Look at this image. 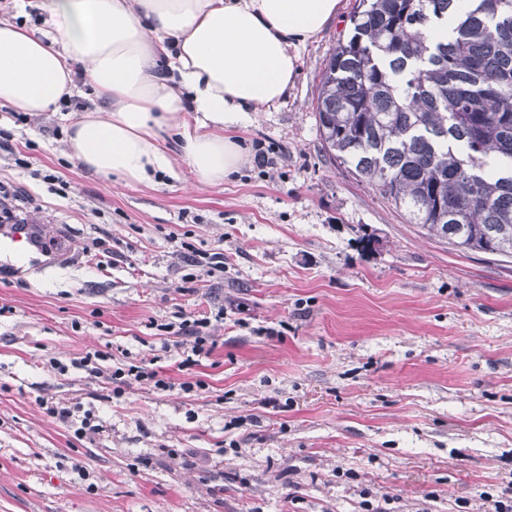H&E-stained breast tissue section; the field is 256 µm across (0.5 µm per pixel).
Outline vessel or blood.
I'll return each mask as SVG.
<instances>
[{"label":"vessel or blood","mask_w":512,"mask_h":512,"mask_svg":"<svg viewBox=\"0 0 512 512\" xmlns=\"http://www.w3.org/2000/svg\"><path fill=\"white\" fill-rule=\"evenodd\" d=\"M72 249L63 236L48 237L38 224L0 225V275L13 270L17 263L51 267L69 261Z\"/></svg>","instance_id":"obj_1"}]
</instances>
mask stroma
Instances as JSON below:
<instances>
[{
  "label": "stroma",
  "instance_id": "stroma-1",
  "mask_svg": "<svg viewBox=\"0 0 512 512\" xmlns=\"http://www.w3.org/2000/svg\"><path fill=\"white\" fill-rule=\"evenodd\" d=\"M352 3L286 97L232 129L272 165L218 186L93 174L66 153L71 113L0 108L31 162L0 156V182L74 251L0 282V512H363L364 490L385 512H483L512 487V258L422 234L321 148L319 78ZM187 244L223 271L188 265ZM180 314L216 343L185 371L157 330ZM94 350L204 386L111 399L70 365ZM43 399L99 434L76 440ZM39 404L48 416L56 419L69 429L75 427L74 413L79 412L81 409L78 403L73 406H67L65 404H54L53 402L49 403L48 401L40 400Z\"/></svg>",
  "mask_w": 512,
  "mask_h": 512
}]
</instances>
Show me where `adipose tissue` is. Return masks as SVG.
<instances>
[{
	"label": "adipose tissue",
	"mask_w": 512,
	"mask_h": 512,
	"mask_svg": "<svg viewBox=\"0 0 512 512\" xmlns=\"http://www.w3.org/2000/svg\"><path fill=\"white\" fill-rule=\"evenodd\" d=\"M339 0H38L53 30L0 21V105L32 115L78 85L98 100L68 127L86 170L130 185L191 173L222 184L249 156L225 136L281 101L300 50ZM176 151L160 144L162 130Z\"/></svg>",
	"instance_id": "1"
}]
</instances>
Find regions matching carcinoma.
Returning <instances> with one entry per match:
<instances>
[{"label": "carcinoma", "instance_id": "carcinoma-1", "mask_svg": "<svg viewBox=\"0 0 512 512\" xmlns=\"http://www.w3.org/2000/svg\"><path fill=\"white\" fill-rule=\"evenodd\" d=\"M322 149L425 235L512 257V0H355Z\"/></svg>", "mask_w": 512, "mask_h": 512}]
</instances>
